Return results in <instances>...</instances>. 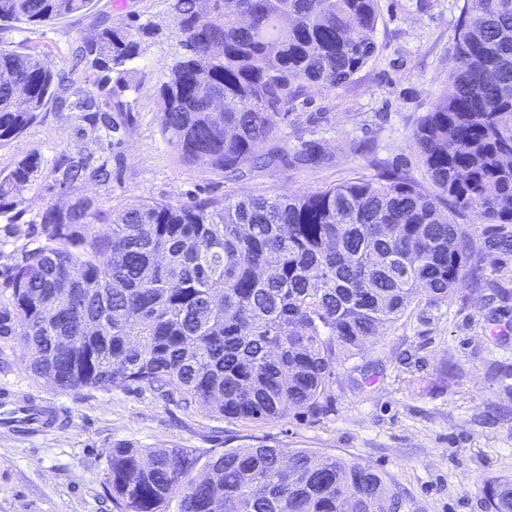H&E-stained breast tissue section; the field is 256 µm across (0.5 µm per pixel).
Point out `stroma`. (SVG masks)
<instances>
[{
  "label": "stroma",
  "mask_w": 512,
  "mask_h": 512,
  "mask_svg": "<svg viewBox=\"0 0 512 512\" xmlns=\"http://www.w3.org/2000/svg\"><path fill=\"white\" fill-rule=\"evenodd\" d=\"M467 0H378L377 48L371 60L336 88L312 86L295 103L279 138L288 151L321 140L326 159L315 167L272 164L238 180L201 165L184 164L158 124L157 89L166 67L182 51L169 0H93L88 13L46 26L0 30V48H35L77 87L97 92V75L72 65L78 44L101 21L141 37L138 88L126 91L128 126L112 141L98 137L78 112L47 107L10 145L0 148V170L38 153L44 170L73 147L108 155L109 195L116 208L151 199L186 201L231 194L314 192L379 170L402 168L420 176L411 132L432 102L450 92L454 54ZM22 214L0 216V270L27 244L30 223L58 195L33 186ZM473 224L476 244L489 255L476 280L451 300L417 309L367 348L373 369L365 378L340 377L331 411L289 416L268 424L185 415L153 393L118 390L61 392L34 380L17 338H0V390L56 405L57 423L20 435L0 427V512H111L106 493L107 455L119 443L142 448L244 446L306 448L365 464L384 474L403 498L401 512H487L485 480L512 477V296L490 299L489 282L512 289V250L494 248L512 224ZM498 308L490 317V308ZM454 363L455 373L445 371ZM420 386L409 391V379Z\"/></svg>",
  "instance_id": "stroma-1"
}]
</instances>
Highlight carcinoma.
<instances>
[{
    "label": "carcinoma",
    "instance_id": "obj_1",
    "mask_svg": "<svg viewBox=\"0 0 512 512\" xmlns=\"http://www.w3.org/2000/svg\"><path fill=\"white\" fill-rule=\"evenodd\" d=\"M171 0L184 52L158 89L159 127L186 164L235 178L245 164L315 166L281 125L310 85L350 81L376 50L377 0ZM438 98L411 133L422 179L395 167L313 193L151 200L114 209L83 193L112 180L79 148L49 175L30 154L0 171V215L38 183L69 197L37 215L43 242L0 272V337H17L33 379L61 392L149 390L184 412L272 423L330 411L336 370L420 307L445 302L486 260L450 214L512 224V0H469ZM92 0H0V27L48 25ZM140 42L103 25L77 48L110 86L74 87L42 54L0 48V147L53 103L112 140ZM267 152L261 154V147ZM107 226L99 233L95 226ZM118 444L108 452L115 512H399L372 467L307 449L210 450ZM489 512H512V478L488 481Z\"/></svg>",
    "mask_w": 512,
    "mask_h": 512
}]
</instances>
